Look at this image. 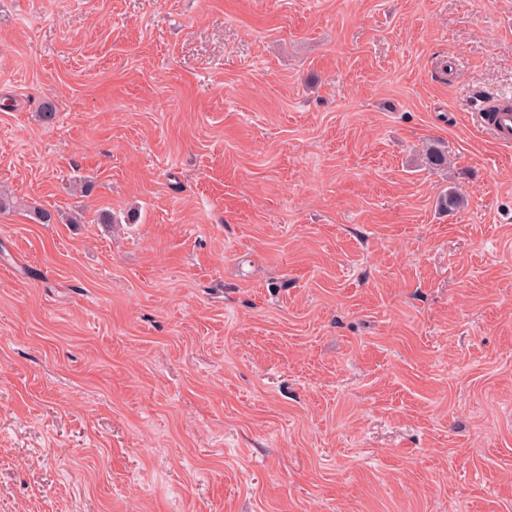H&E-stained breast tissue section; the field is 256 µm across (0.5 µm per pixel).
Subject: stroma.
Listing matches in <instances>:
<instances>
[{"mask_svg":"<svg viewBox=\"0 0 512 512\" xmlns=\"http://www.w3.org/2000/svg\"><path fill=\"white\" fill-rule=\"evenodd\" d=\"M509 92L512 0H0V512H512ZM511 98L505 97L496 112H482L480 123L490 132L492 137L503 145L512 144V103Z\"/></svg>","mask_w":512,"mask_h":512,"instance_id":"obj_1","label":"stroma"}]
</instances>
